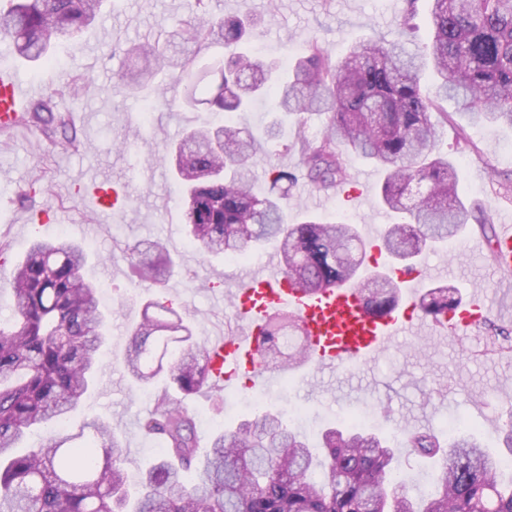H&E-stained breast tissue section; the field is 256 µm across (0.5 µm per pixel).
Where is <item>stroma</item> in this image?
<instances>
[{"instance_id":"1","label":"stroma","mask_w":512,"mask_h":512,"mask_svg":"<svg viewBox=\"0 0 512 512\" xmlns=\"http://www.w3.org/2000/svg\"><path fill=\"white\" fill-rule=\"evenodd\" d=\"M191 0H104L93 26L80 38H59L53 53L63 68L36 66L7 58L21 82L41 85L51 92L82 77L88 84L79 98H56L58 110L72 112L82 146L63 151L38 131L17 129L0 135V272H9L31 240L67 238L83 243L89 254L83 270L86 278L108 284L117 307L112 311L110 333L102 348V367L97 387L81 407L70 414L57 431L42 430L34 442L52 436H73L92 419L118 425L126 449L124 468L137 480L143 462L156 456L157 438L145 435L140 422L153 401L129 378L123 357L133 325L143 305L155 300L186 312L198 342L222 334L233 336L243 324L229 306L228 291L241 275L260 266L265 248L251 250L248 263L231 266L221 258H206L188 242L184 229L183 191L169 167L160 161L168 144L183 130L211 120L205 107L186 109L156 103L151 121L142 112L148 92L127 86L120 78L129 65L127 48L154 42L190 16ZM405 0H212L217 15H248L259 26L251 40L256 54L290 63L315 40L336 60L356 43L393 39L396 21ZM281 122L282 133L271 139L267 128ZM233 125L250 128L256 139L253 160L254 189L268 190L266 171L276 164L296 173L289 190L286 220L305 215L338 218L369 230L367 253L387 264L377 238L393 215L382 208L378 193L384 180L381 168L356 155H348L347 182L359 184L362 199L326 194L301 174L299 156L292 150L291 119L275 112L271 99L256 103L252 111L232 117ZM467 139L457 137L455 123L441 129L436 153L448 156L461 171L460 194L466 204L482 205L487 223L498 224L512 213V127L468 126ZM109 180L122 205L103 213L83 194L86 183ZM477 224L448 245L423 254L422 268L441 273L445 283L461 295L480 290L494 298L499 308L490 318L512 330V276L496 270L488 252L470 248L480 237ZM161 240L174 244L177 270L164 284L145 289L129 278V246L139 241ZM222 400L198 394L186 405L209 436V423L228 425L251 415L252 399L275 413L298 410L312 420L308 435L336 422L348 408L370 412L369 429L392 433L418 428L445 433L448 421L461 417L467 430L481 433L489 447H496V428L512 410V350L489 352L481 329L442 340L431 333L403 338L389 345L367 367L333 376L304 380L275 378L262 391L226 388Z\"/></svg>"}]
</instances>
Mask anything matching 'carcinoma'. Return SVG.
<instances>
[{"mask_svg":"<svg viewBox=\"0 0 512 512\" xmlns=\"http://www.w3.org/2000/svg\"><path fill=\"white\" fill-rule=\"evenodd\" d=\"M0 10V35L28 62L48 65L60 36L76 37L93 24L101 0H11ZM426 50L400 41H368L341 61L316 41L307 55L283 71L273 61L245 54L254 21L215 16L209 0H193V19L163 43H139L129 55L137 66L121 75L145 85L162 67L179 69L182 103L215 112H243L258 97L277 112L296 116L306 177L329 191L345 181L343 155L355 154L386 170L380 203L398 216L381 235L385 251L417 269L415 258L458 237L477 209L461 200L460 172L434 154L448 101L468 124L512 126V0H430ZM224 47V59L193 70V48ZM432 66L435 89L421 83ZM50 94L25 112L28 127L57 146L76 149L71 117L54 110ZM323 117L319 139L305 134L306 116ZM253 136L229 124L184 131L175 149V177L186 192L187 238L214 256L277 244L288 279L308 292L356 283L368 306L383 310L397 297L391 276H363L366 245L356 226L318 217L288 224L281 201L294 176L269 165V189H253ZM83 245L69 239H37L3 275L11 316L0 322V512H512V417L497 429L495 454L480 435L466 430L442 441L429 431L372 432L345 422L321 433L312 452L301 433L263 408L235 426L201 438L194 414L173 396L211 390L203 347L171 307L148 301L124 358L140 386L166 380L153 393L154 406L141 430L162 450L129 485L121 464L124 448L110 423L91 421L88 440L71 448L54 441L20 452L30 430L62 422L81 404L100 370L110 314L99 286L84 277ZM131 276L146 288L170 277L172 261L160 241L129 247ZM456 288L436 285L420 300L423 314L441 318L459 304ZM299 320L283 311L267 323L260 357L290 370L304 357L308 339ZM436 456L446 464L430 491L408 494L407 479L394 466L391 449Z\"/></svg>","mask_w":512,"mask_h":512,"instance_id":"cac0c4a2","label":"carcinoma"}]
</instances>
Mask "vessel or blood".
<instances>
[{
  "label": "vessel or blood",
  "mask_w": 512,
  "mask_h": 512,
  "mask_svg": "<svg viewBox=\"0 0 512 512\" xmlns=\"http://www.w3.org/2000/svg\"><path fill=\"white\" fill-rule=\"evenodd\" d=\"M41 88L20 82L14 73L0 70V123L14 121ZM495 267L512 273V224L499 225L495 245ZM404 292L387 310H370L354 284H343L310 293L289 283L281 268L278 252H269L257 269L239 277L231 291L232 307L245 330L235 336H214L204 352L212 383L224 385L240 373H247L252 386L263 389L272 375L258 359V348L270 317L280 311L296 315L311 341L304 362L293 374L305 379L315 372L350 371L373 362L396 340L418 334L423 325L414 311L419 303L416 276L404 274ZM491 307L484 294L475 291L457 310L442 321L431 322L435 335L457 337L475 328L488 317Z\"/></svg>",
  "instance_id": "vessel-or-blood-1"
}]
</instances>
